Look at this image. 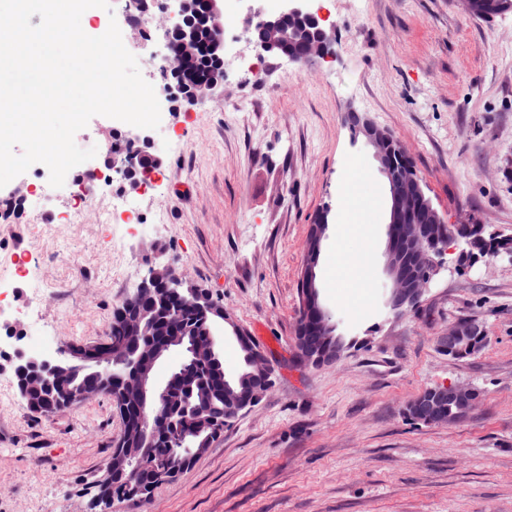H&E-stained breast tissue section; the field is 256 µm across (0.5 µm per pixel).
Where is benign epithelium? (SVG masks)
Here are the masks:
<instances>
[{"label": "benign epithelium", "mask_w": 512, "mask_h": 512, "mask_svg": "<svg viewBox=\"0 0 512 512\" xmlns=\"http://www.w3.org/2000/svg\"><path fill=\"white\" fill-rule=\"evenodd\" d=\"M287 7L273 15L257 12L259 22L249 29L251 41L265 53L285 55L283 46L288 42V24L304 21L315 27L319 37L302 56H288L292 62L304 63L313 56L332 53L335 43L333 30L322 22L321 16L312 6V0H286ZM222 14L219 0H207L203 13L192 6V0H180L178 22L171 28L167 48L169 51L157 56L159 71L171 77L181 73L177 64L186 62L198 46L200 30L207 28L211 37L210 48L219 59H224V29L220 23ZM226 71L219 66L215 75L183 95L188 104L201 102L210 97L224 82ZM355 134L362 135L365 144L374 149L379 172L384 177L390 194V215L387 224L386 271L391 288L385 305L395 315L419 306L431 279L434 257L443 252L444 238L434 233L416 232L431 224L445 223L443 215L433 205L425 192L422 180L401 143L388 131L375 125L370 118L359 112L352 113ZM124 172V180L131 186L138 185L137 172L129 167L119 154L108 151L104 154L103 168L96 169L99 177L111 178V172ZM326 224L317 219L309 225L307 249L321 248ZM150 298L156 302L157 316L149 318L140 311V300ZM191 310L200 319V336L186 334L183 311ZM113 313L120 321L121 329L135 330L142 340L129 345L122 343L110 349L104 342L70 343L59 349L54 357L34 356L20 346L5 354L13 372L29 370L31 380L19 387L22 397L39 386H49L59 377L70 380L66 387L64 404L72 407L93 396L103 395L113 404L121 418V431L113 440L115 453L130 455L127 443L128 405L140 411L138 429L139 447L147 448L163 438L178 445L189 443L191 447L208 448L214 442L215 432L211 425L201 424L198 414L189 416L191 427L186 432L173 430L170 411V396L180 395V405L191 404L193 389L190 385L174 389V384L158 385L152 379L156 364L163 358L164 349L172 344L182 345L188 350V360L195 364L205 362L213 368L223 365V353L215 335V324L226 321L224 306L209 291L193 285L187 279L172 275L161 265H152L142 280L137 292L117 305ZM480 331L471 321H460L448 330L446 341L452 345L462 337ZM248 376L263 380L272 374V366L261 349L254 348L248 354ZM472 389L448 385L436 386L430 392L410 403L404 413L411 419L424 423H446L442 406L455 399H466ZM254 406L250 397L241 398L224 409V422L232 424L238 417ZM155 471L152 482L158 483L177 477L176 464L164 468L149 467L140 459H131L130 469L119 491L112 488V474H105L102 496V512H112V503L124 494L144 493L150 485L138 481L147 470Z\"/></svg>", "instance_id": "7a95c632"}]
</instances>
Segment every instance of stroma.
Instances as JSON below:
<instances>
[{
	"instance_id": "stroma-1",
	"label": "stroma",
	"mask_w": 512,
	"mask_h": 512,
	"mask_svg": "<svg viewBox=\"0 0 512 512\" xmlns=\"http://www.w3.org/2000/svg\"><path fill=\"white\" fill-rule=\"evenodd\" d=\"M328 7L336 44L322 68L268 53L257 78L228 68L194 106L175 83L156 88L171 109L153 132L161 178L141 196L139 224L101 229L93 206L67 223L61 193L0 235L8 299L28 224L62 230L38 272L37 317L11 324L48 329L62 345L98 340L161 261L223 303L226 377L243 366L237 326L275 366L260 402L192 468L112 512H512V254L462 268L446 252L420 307L389 314L388 192L345 122L362 112L397 138L447 223L512 237V13L478 17L457 0ZM321 213L320 299L351 346L316 369L294 341L308 229ZM347 263L357 270L340 289ZM461 319L487 343L453 361L445 337ZM448 384L481 393L462 420L405 416L423 390ZM0 386V512H100L95 485L120 431L110 400L48 419L28 409L9 366Z\"/></svg>"
}]
</instances>
